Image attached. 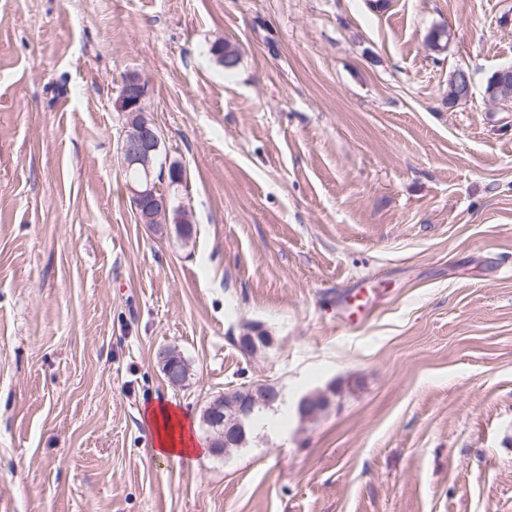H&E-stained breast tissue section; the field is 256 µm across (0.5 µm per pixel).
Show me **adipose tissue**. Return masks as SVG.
Returning <instances> with one entry per match:
<instances>
[{
	"instance_id": "adipose-tissue-1",
	"label": "adipose tissue",
	"mask_w": 512,
	"mask_h": 512,
	"mask_svg": "<svg viewBox=\"0 0 512 512\" xmlns=\"http://www.w3.org/2000/svg\"><path fill=\"white\" fill-rule=\"evenodd\" d=\"M145 422L158 456L179 459L199 454L200 442L186 413L161 400L148 408Z\"/></svg>"
}]
</instances>
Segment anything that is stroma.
<instances>
[{"label": "stroma", "mask_w": 512, "mask_h": 512, "mask_svg": "<svg viewBox=\"0 0 512 512\" xmlns=\"http://www.w3.org/2000/svg\"><path fill=\"white\" fill-rule=\"evenodd\" d=\"M510 65L512 0H0V512H512ZM129 71L190 241L131 204ZM251 382L337 393L153 453L151 401ZM472 87V79L467 70L459 68L450 76L449 91L456 103L468 101L472 97ZM453 99L448 97V102L454 104ZM158 363L170 384L181 386L186 382L188 374L185 370V362L174 349L161 348L158 351Z\"/></svg>", "instance_id": "1"}]
</instances>
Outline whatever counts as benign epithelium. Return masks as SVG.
Segmentation results:
<instances>
[{
	"instance_id": "1",
	"label": "benign epithelium",
	"mask_w": 512,
	"mask_h": 512,
	"mask_svg": "<svg viewBox=\"0 0 512 512\" xmlns=\"http://www.w3.org/2000/svg\"><path fill=\"white\" fill-rule=\"evenodd\" d=\"M449 91L458 102L472 97V79L467 70L459 68L450 76ZM146 94L147 86L139 73L128 72L121 77V96L117 106L124 107L128 116L120 147L121 164L127 175L140 168L144 169L145 178L127 180V188L138 223L147 224L162 233L169 224L170 204L168 196L156 195L153 188L152 159L161 151L162 141L155 130V124L147 116ZM158 363L170 384L181 386L186 382L188 374L185 362L174 349H160ZM262 400V395L255 394L250 402L224 414L226 442L234 443L239 439L243 434L242 418L251 412L254 404Z\"/></svg>"
}]
</instances>
